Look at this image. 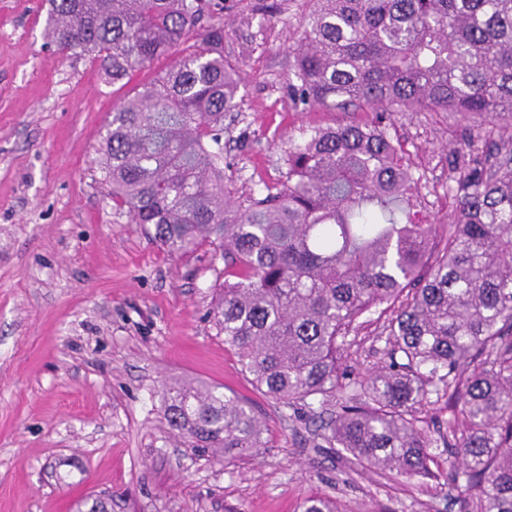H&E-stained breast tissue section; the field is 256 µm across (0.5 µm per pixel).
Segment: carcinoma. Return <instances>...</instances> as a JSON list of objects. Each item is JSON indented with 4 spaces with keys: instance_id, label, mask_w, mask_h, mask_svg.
<instances>
[{
    "instance_id": "obj_1",
    "label": "carcinoma",
    "mask_w": 512,
    "mask_h": 512,
    "mask_svg": "<svg viewBox=\"0 0 512 512\" xmlns=\"http://www.w3.org/2000/svg\"><path fill=\"white\" fill-rule=\"evenodd\" d=\"M309 2L295 105L512 120V0ZM222 13L224 0H49L48 40L92 56L114 85L202 31L104 125L96 152L112 203L169 255L206 244L224 259L210 315L258 388L325 415L326 439L379 471L432 476L440 440L474 512H512V145L490 142L449 178L456 212L443 225L407 211L417 180L382 115L308 129L276 183L239 195L224 173V116L242 95ZM380 305L392 311L388 362L329 413L348 334ZM444 396L463 429L431 439L422 415ZM163 399L197 450L265 447L234 395L182 382ZM301 512L338 510L315 496Z\"/></svg>"
}]
</instances>
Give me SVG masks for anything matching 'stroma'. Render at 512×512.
<instances>
[{
  "mask_svg": "<svg viewBox=\"0 0 512 512\" xmlns=\"http://www.w3.org/2000/svg\"><path fill=\"white\" fill-rule=\"evenodd\" d=\"M47 0H0V512H76L106 495L112 512H299L322 496L338 512H473L432 449V477L406 479L338 457L309 414L267 397L208 316L223 260L201 246L170 258L116 211L95 148L121 100L174 56L111 85L90 56L56 53ZM309 0H225L224 55L243 78L224 121L225 173L238 194L278 176L308 126L375 109L300 111L288 95L291 50ZM418 177L416 221L447 222L448 161L512 138L500 120L411 110L388 115ZM384 321L350 332L348 379L386 361ZM220 387L251 406L265 448L213 461L164 418L166 386Z\"/></svg>",
  "mask_w": 512,
  "mask_h": 512,
  "instance_id": "1",
  "label": "stroma"
}]
</instances>
